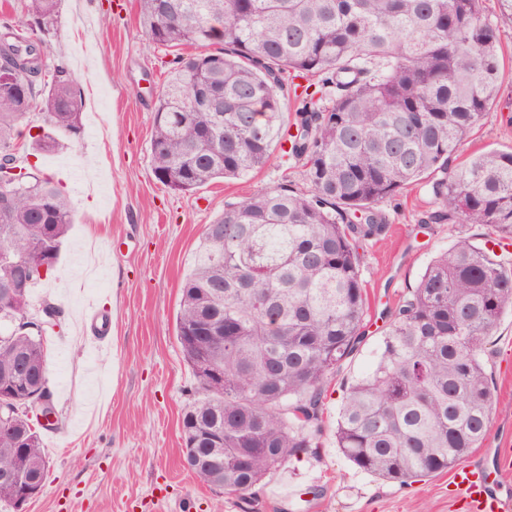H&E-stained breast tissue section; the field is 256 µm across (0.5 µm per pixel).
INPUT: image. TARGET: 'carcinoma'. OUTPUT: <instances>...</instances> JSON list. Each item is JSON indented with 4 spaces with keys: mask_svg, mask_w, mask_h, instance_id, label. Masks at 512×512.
<instances>
[{
    "mask_svg": "<svg viewBox=\"0 0 512 512\" xmlns=\"http://www.w3.org/2000/svg\"><path fill=\"white\" fill-rule=\"evenodd\" d=\"M150 42L173 55L155 101L154 172L179 193L264 167L276 139L306 168L310 190L278 186L228 204L203 233L182 286L177 340L195 383L182 413L196 478L239 496L286 458L318 446L329 378L365 339L359 244L380 238L377 204L426 184L440 206L422 224H471L426 267L390 313L372 369L348 388L336 443L356 468L407 484L450 470L480 444L492 411L482 361L512 305V151L451 162L494 104L500 28L512 0H138ZM30 32L0 31V159L15 160L18 126L44 114L29 150L80 137L83 102L66 67L46 71L59 0H27ZM213 51L184 55L185 47ZM303 79L306 84L296 82ZM202 84L219 91L191 104ZM300 107L283 126L286 88ZM0 209V469L45 482L41 431L20 408L53 402L46 302L29 320L31 289L51 277L74 209L37 168ZM37 255L46 274L29 270ZM223 333L206 352L202 333ZM219 366L224 385L207 378Z\"/></svg>",
    "mask_w": 512,
    "mask_h": 512,
    "instance_id": "cac0c4a2",
    "label": "carcinoma"
}]
</instances>
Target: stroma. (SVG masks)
Segmentation results:
<instances>
[{"instance_id": "1", "label": "stroma", "mask_w": 512, "mask_h": 512, "mask_svg": "<svg viewBox=\"0 0 512 512\" xmlns=\"http://www.w3.org/2000/svg\"><path fill=\"white\" fill-rule=\"evenodd\" d=\"M500 46L498 98L465 140L466 154L512 150V29L501 28ZM45 57L51 67L64 63L76 80L84 129L61 152L17 153L59 181L75 210L54 275L31 294V315L46 300L61 308L60 331L46 341L60 423L42 434L49 471L28 512H469L449 473L400 485L359 471L337 448L335 428L347 387L376 359L389 312L433 257L458 235L481 237L482 227L420 224L432 200L418 187L381 202L387 230L359 249L369 300L365 340L329 382L317 452L286 459L245 496L224 495L184 463L181 413L194 377L177 340L182 283L206 225L225 204L283 185L306 191L305 169L277 146L262 169L237 179L186 194L162 184L150 141L172 56L146 39L136 0H61ZM93 224L100 228L94 238ZM92 307L112 317L110 347H92L84 327ZM489 347L494 406L466 468L483 449L512 448V306Z\"/></svg>"}]
</instances>
